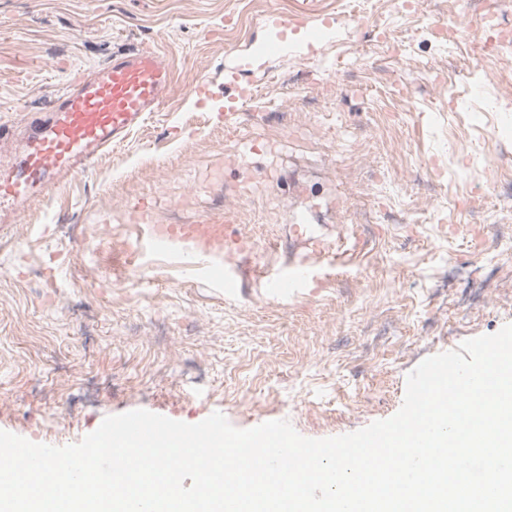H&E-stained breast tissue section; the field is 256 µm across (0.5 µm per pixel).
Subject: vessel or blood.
Masks as SVG:
<instances>
[{
	"label": "vessel or blood",
	"mask_w": 512,
	"mask_h": 512,
	"mask_svg": "<svg viewBox=\"0 0 512 512\" xmlns=\"http://www.w3.org/2000/svg\"><path fill=\"white\" fill-rule=\"evenodd\" d=\"M171 87L170 66L156 49L115 54L107 64L83 74L54 97L46 111L32 116L21 148L8 159L0 158V209L52 196L61 179L84 171L161 111ZM134 213L137 223L146 227L149 244L166 240L191 269H211L225 246L244 243L220 212L164 228L154 224L151 202H141ZM321 280L312 265L302 263L268 282L275 294L285 295Z\"/></svg>",
	"instance_id": "1"
}]
</instances>
